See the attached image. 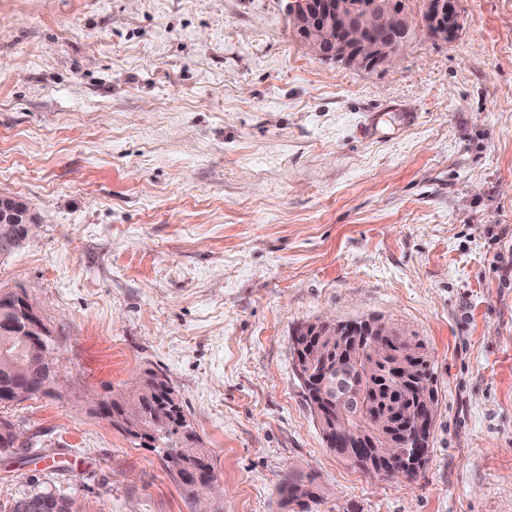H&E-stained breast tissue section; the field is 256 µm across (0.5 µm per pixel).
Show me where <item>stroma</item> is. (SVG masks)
Masks as SVG:
<instances>
[{"mask_svg": "<svg viewBox=\"0 0 512 512\" xmlns=\"http://www.w3.org/2000/svg\"><path fill=\"white\" fill-rule=\"evenodd\" d=\"M397 62L319 60L284 0H0V253L52 331L47 393L0 406V512L31 479L73 512H202L161 456L89 413L168 377L222 493L204 512H512V0ZM411 108L405 121L396 105ZM377 316L438 393L416 479L327 448L291 337ZM4 198H5V199H3L4 202L8 201L10 203H4L3 204V203L0 202V223L1 224H9V226H10V232L12 233V237L9 236L10 241H11L10 244H9V248H11V247H14V246H18L19 242L23 238L21 230L18 227V224H14V223H16V220L13 218L14 217V210H12V211L9 210V208L10 207L12 208V206H13L11 203H13L16 206H18V208L21 211H23L24 213L28 214L32 219H35V217L30 214V212L28 210V207L22 201L17 200L14 197H10V196H4ZM283 491L286 493L288 504L296 503L302 512H309V503H316L321 496L317 475L313 472L301 479H288V486L286 485Z\"/></svg>", "mask_w": 512, "mask_h": 512, "instance_id": "stroma-1", "label": "stroma"}]
</instances>
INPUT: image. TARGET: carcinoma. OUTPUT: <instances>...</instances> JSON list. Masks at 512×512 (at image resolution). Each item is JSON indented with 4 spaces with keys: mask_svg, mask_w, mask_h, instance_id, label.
<instances>
[{
    "mask_svg": "<svg viewBox=\"0 0 512 512\" xmlns=\"http://www.w3.org/2000/svg\"><path fill=\"white\" fill-rule=\"evenodd\" d=\"M410 337L403 335L395 328H390L388 342L392 354L377 360L367 358L356 366L344 357H332L329 363L330 386L325 395L331 402L338 400L344 404L352 402L351 391L362 387L363 376L371 374L376 381L375 387L368 393L375 414L379 417L391 411L392 400V369L399 362ZM413 375L419 382L434 386L433 366L429 357L413 366ZM159 373L145 371L136 381V391L128 396L116 392L107 398L106 404L111 407L114 428L123 431L133 443L141 444L136 431L145 437L154 436L160 440L161 448H178L191 468L182 470L179 486L187 500L198 503L194 482L200 475V469L207 467L215 472L209 454L197 447L198 437L188 424L182 404L173 402L166 394L175 389L165 379L158 380ZM52 378L48 377L44 364V350L39 336L23 333L15 335L0 334V389L6 387L23 388L27 397H33L46 391ZM15 430L13 423L0 417V450L6 451L14 447ZM288 503H294L309 512V504L320 498V486L317 475L310 473L301 479L291 478L284 487ZM53 494V491L32 483V489L26 497L15 502L10 512H27L26 500L40 499Z\"/></svg>",
    "mask_w": 512,
    "mask_h": 512,
    "instance_id": "1",
    "label": "carcinoma"
}]
</instances>
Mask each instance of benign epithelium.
<instances>
[{
  "label": "benign epithelium",
  "instance_id": "benign-epithelium-1",
  "mask_svg": "<svg viewBox=\"0 0 512 512\" xmlns=\"http://www.w3.org/2000/svg\"><path fill=\"white\" fill-rule=\"evenodd\" d=\"M289 29L312 53L328 63H336L358 71H366L376 59L393 63L410 36L411 23L398 0H371L356 5L351 0H285ZM385 23V36H370L376 21ZM462 14L459 0H424L420 28L427 36L446 41L461 30ZM341 39H336V32ZM12 313L7 328L13 333L49 335L50 328L41 312L25 291L13 292ZM388 324L378 318H365L354 324L350 331L336 325V333L322 337L314 356L336 350L347 355L374 358L386 354L374 337L384 335ZM419 408L406 411L393 409L390 418L375 420L370 404L359 399L350 410L322 400L315 405L319 422L336 424V431L354 437L369 449V461H392L398 458L422 455L426 437L432 426L433 405L428 393L416 388ZM218 477L205 475L195 484L196 495L204 500L219 492Z\"/></svg>",
  "mask_w": 512,
  "mask_h": 512
}]
</instances>
